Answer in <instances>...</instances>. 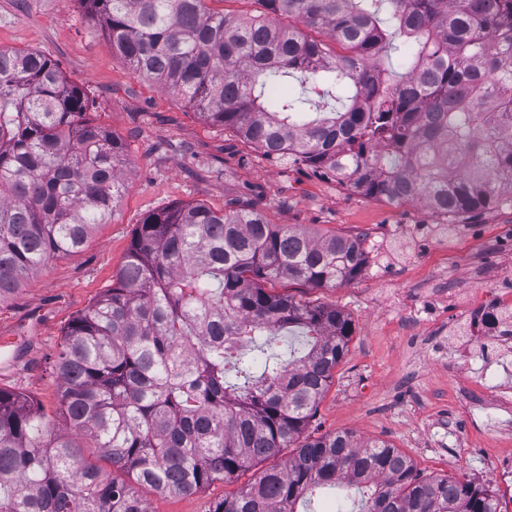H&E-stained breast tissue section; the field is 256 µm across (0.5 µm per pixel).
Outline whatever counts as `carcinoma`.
<instances>
[{
  "label": "carcinoma",
  "mask_w": 512,
  "mask_h": 512,
  "mask_svg": "<svg viewBox=\"0 0 512 512\" xmlns=\"http://www.w3.org/2000/svg\"><path fill=\"white\" fill-rule=\"evenodd\" d=\"M82 2L135 74L270 159L420 200L446 224L512 207V0H252L246 17L207 0ZM294 79L314 98L269 97ZM86 107L57 62L0 49V301L79 249L124 193L126 144ZM369 253L361 236L271 223L258 196L144 216L112 287L66 327L55 412L0 388V512H152L143 489L191 495L267 460L211 512H296L338 483L361 488L363 512H502L493 491L423 478L384 442L304 435L351 321L267 285L325 288ZM292 329L301 346L256 364Z\"/></svg>",
  "instance_id": "obj_1"
}]
</instances>
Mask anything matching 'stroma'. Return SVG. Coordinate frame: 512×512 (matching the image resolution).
Instances as JSON below:
<instances>
[{"instance_id": "obj_1", "label": "stroma", "mask_w": 512, "mask_h": 512, "mask_svg": "<svg viewBox=\"0 0 512 512\" xmlns=\"http://www.w3.org/2000/svg\"><path fill=\"white\" fill-rule=\"evenodd\" d=\"M14 48L55 60L83 86L88 120L125 142L131 165L110 223L0 302V388L56 409L51 363L62 334L111 287L146 214L175 203L220 209L230 198L258 195L271 223L316 236L362 235L372 247L354 279L314 290L292 281L275 286L352 321L349 351L307 434L386 441L421 476L466 477L512 512V406L489 398L512 392V349L480 325L489 301L512 295V209L468 216L443 231L422 202L389 204L302 166L271 162L134 74L81 0H0V49ZM236 489L218 482L191 496L148 499L152 512H211Z\"/></svg>"}]
</instances>
